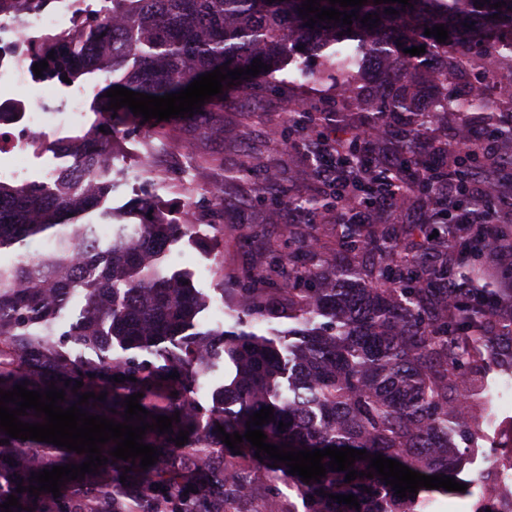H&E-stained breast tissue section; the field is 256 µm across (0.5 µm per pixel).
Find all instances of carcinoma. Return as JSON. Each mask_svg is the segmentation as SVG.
Masks as SVG:
<instances>
[{"label":"carcinoma","instance_id":"1","mask_svg":"<svg viewBox=\"0 0 512 512\" xmlns=\"http://www.w3.org/2000/svg\"><path fill=\"white\" fill-rule=\"evenodd\" d=\"M50 2L0 0V12L22 17ZM408 2L367 0L350 27L326 20L310 28L298 11L303 0H108L107 15L38 49L50 78L103 73L110 88L154 96L256 58L273 83L284 71L290 85L322 88L329 111L288 109V129L304 137V165L319 187L278 208L325 218L328 241L309 246L300 227L288 226V251L230 291L231 329L194 330L205 297L162 264L186 225L153 210L138 224L114 225L108 243L96 234L93 217L109 216L101 204L112 193L105 163L135 119L102 97L99 124L73 145L81 173L0 183V252H19L18 261L0 264V389L25 383L45 391L53 383L65 390V409L82 393H103L80 408L120 423L126 397L141 393L146 422L176 413L180 422L171 433L143 436L161 452L148 469L138 458L110 456V441L98 473L64 483L57 498L18 493L17 484L80 465L87 454L0 431L9 439L0 445V504L14 495L22 507L12 512H296L285 506L286 486L304 512H419L432 493L445 492L421 487L399 498L379 475L349 482L329 469L306 483L285 463L258 460L246 440L234 454L217 431L243 435L250 416L271 406L274 419L261 426L269 444L364 449L453 478L457 448L448 432L482 439L483 372L512 375V288L496 282V266L512 257V220L492 218L464 237L449 232L460 213L483 218L490 199L512 201V151L483 139L512 143V97L480 104L454 85L458 72L475 73L488 56L512 58V0L498 9L499 0ZM390 8L397 13L385 14ZM367 14L380 21L362 24ZM437 24L448 31L442 43L424 35ZM422 45L418 56L404 53ZM366 66L387 93L364 84ZM362 206L372 223L355 221ZM44 233L52 248L20 253ZM77 294L84 305L65 325L62 313ZM276 320L288 328L254 331ZM221 355L235 375L204 409L192 392ZM228 395L238 404L231 415ZM181 430L188 440L178 446L172 439ZM331 494H353L360 508Z\"/></svg>","mask_w":512,"mask_h":512}]
</instances>
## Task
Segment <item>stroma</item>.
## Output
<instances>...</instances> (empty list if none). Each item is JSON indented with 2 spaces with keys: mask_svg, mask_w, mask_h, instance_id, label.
<instances>
[{
  "mask_svg": "<svg viewBox=\"0 0 512 512\" xmlns=\"http://www.w3.org/2000/svg\"><path fill=\"white\" fill-rule=\"evenodd\" d=\"M293 96L288 86L272 84L255 96L225 97L218 112L173 118L163 126L152 119L125 130L116 151V167L131 170L133 179L119 181L113 190V211L124 212L133 201L150 195L169 220L209 228L207 235L190 233L178 239L166 257L170 269L188 274L206 296L208 306L198 316L202 327L220 325L215 306L224 303L228 289L238 287L242 272L260 266L270 249L282 243L284 225H306L312 240L321 234L320 226L308 224L298 212L284 214L282 223H270L269 195L254 192L255 183L269 171L276 172L280 188L290 193L317 187L316 181L298 177L303 159L290 145L285 107ZM151 149L173 154L164 175L142 172V157ZM244 166L250 170L247 178L225 180L226 171ZM243 199L248 202L244 208L239 205ZM511 429L512 386L502 389L495 418L484 425L487 438L476 450V464L466 465L461 474L469 482L467 490L434 494L431 512H475L481 489L472 479L493 467Z\"/></svg>",
  "mask_w": 512,
  "mask_h": 512,
  "instance_id": "stroma-1",
  "label": "stroma"
}]
</instances>
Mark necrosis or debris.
I'll return each mask as SVG.
<instances>
[{"label": "necrosis or debris", "mask_w": 512, "mask_h": 512, "mask_svg": "<svg viewBox=\"0 0 512 512\" xmlns=\"http://www.w3.org/2000/svg\"><path fill=\"white\" fill-rule=\"evenodd\" d=\"M93 9L92 0H58L56 9L37 11L22 20L0 14V112L9 115L0 128V181L29 183L28 169L14 166L13 156L24 150L36 158L46 154L47 109L39 97L45 80L33 71L35 50Z\"/></svg>", "instance_id": "necrosis-or-debris-1"}]
</instances>
